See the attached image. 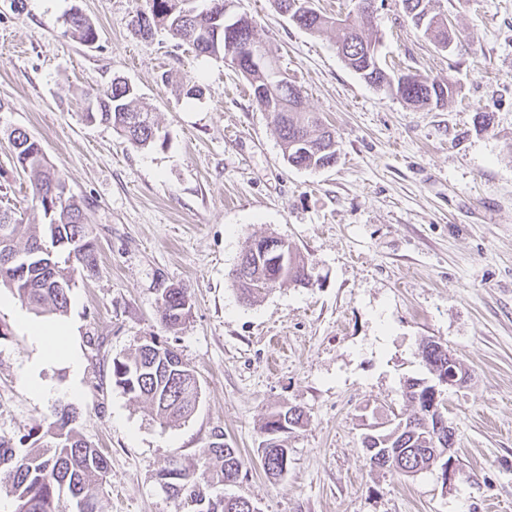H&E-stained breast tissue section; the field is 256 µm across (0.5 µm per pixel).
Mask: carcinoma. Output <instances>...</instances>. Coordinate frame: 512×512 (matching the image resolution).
Instances as JSON below:
<instances>
[{
  "label": "carcinoma",
  "instance_id": "cac0c4a2",
  "mask_svg": "<svg viewBox=\"0 0 512 512\" xmlns=\"http://www.w3.org/2000/svg\"><path fill=\"white\" fill-rule=\"evenodd\" d=\"M225 0H146L131 18L132 26L144 38L164 29L172 37L193 48L199 55L225 58L227 43L257 39L255 21L245 14L227 23ZM405 16L436 45L452 42L448 16L432 6V0H401ZM65 34L85 46L98 39L94 22L80 11L64 19ZM299 27L312 33H333L336 48L345 64L366 82L400 97L416 108L439 107L453 96V83H439L428 78L388 74L379 62L372 20L357 25L349 19L336 23L315 9ZM249 83L255 102L264 112L273 114L283 158L299 169L322 168L337 159L327 152L326 141L333 132L315 112L294 106L291 96L301 92L296 85L283 88L278 97H263L266 72L247 62L235 66ZM153 108L127 82L118 79L99 89L90 102L86 121L105 124L136 148L154 144L161 138L152 116ZM10 157L15 168L33 177V200L43 211L44 222L25 224L16 209L0 208V252L9 249L30 254L31 268L26 276L0 259V288H8L19 300L38 314L62 316L67 313L69 293L62 286L75 285V277H91L98 267V250L92 229L86 223L84 200L68 191L65 178L50 163L41 144L28 133L15 129L9 134ZM57 226L60 238L68 243L54 248L49 271L37 267L45 260L40 251L51 226ZM283 264L274 267L270 259L252 257L249 286L240 289L252 301L270 291L268 281L280 275L279 285L311 280L308 262L290 244H284ZM189 295L185 288H166L159 305L161 324L174 329L188 314L184 309ZM419 354L429 374L448 370V349L430 340L420 345ZM112 379L116 386L134 400L149 403L155 417L163 424L188 419L199 402L200 383L196 371L171 347L157 344L156 338L139 345L135 351L112 360ZM399 434L388 429L382 433L378 451L367 454L371 466L394 467L398 474L412 476L435 464L434 455L444 451L433 445L430 432L422 427L418 411L402 419ZM47 439L33 441L22 453L0 442V473L14 497L15 512H72L73 492H79L90 506L88 512H107L103 485L109 473L104 453L88 443L77 425L76 411L64 407L54 412L46 431ZM263 469L276 479L281 476L279 452L263 449ZM206 468L196 473V466L178 463L176 475L167 479V496L183 498L197 507L196 512H217L220 496H211L205 487L221 485L226 478L239 479L245 462L238 450L222 441H214L203 451ZM249 499L240 497L223 505L222 512H250Z\"/></svg>",
  "mask_w": 512,
  "mask_h": 512
}]
</instances>
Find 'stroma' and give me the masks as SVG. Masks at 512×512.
I'll return each instance as SVG.
<instances>
[{"mask_svg":"<svg viewBox=\"0 0 512 512\" xmlns=\"http://www.w3.org/2000/svg\"><path fill=\"white\" fill-rule=\"evenodd\" d=\"M144 0H0V206L40 223L31 177L16 170L9 134L42 145L72 193L88 201L98 272L76 279L64 323L79 371H42L33 312L0 288V438L41 436L55 408L75 407L82 435L109 461L110 512H191L160 489L170 458L196 462L216 437L245 461L221 494L258 512H512V0H438L455 40L435 47L398 0H376L386 69L453 81L444 106L416 109L349 69L329 35L309 33L272 0H235L305 103L336 133L337 161L297 169L284 160L273 116L222 59L197 55L166 31L142 37ZM98 40L64 33L71 10ZM155 109L163 142L136 148L87 123V94L114 78ZM200 96L188 99L185 87ZM288 240L314 286L243 302L231 272L248 242ZM187 289L188 318L165 331L163 289ZM198 373V407L165 426L112 380L114 358L150 337ZM447 346L467 370L444 416L468 481L440 466L405 477L372 467L371 427L406 414L407 378L426 376L419 345ZM296 406L285 435L287 474L262 468L268 415Z\"/></svg>","mask_w":512,"mask_h":512,"instance_id":"35a3bbf8","label":"stroma"}]
</instances>
